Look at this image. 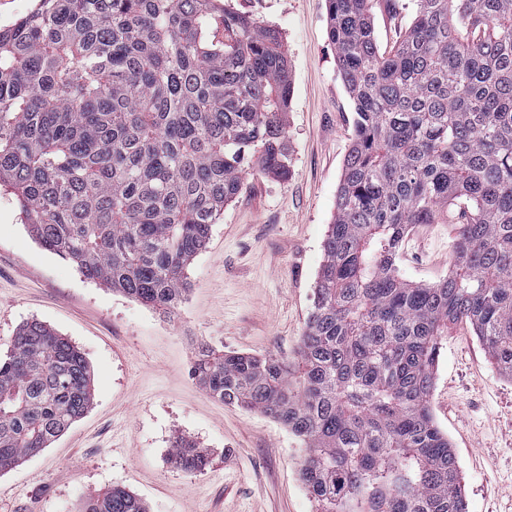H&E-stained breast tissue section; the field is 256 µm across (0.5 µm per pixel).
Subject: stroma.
Wrapping results in <instances>:
<instances>
[{"label":"stroma","mask_w":512,"mask_h":512,"mask_svg":"<svg viewBox=\"0 0 512 512\" xmlns=\"http://www.w3.org/2000/svg\"><path fill=\"white\" fill-rule=\"evenodd\" d=\"M372 0L381 48L410 23L414 0ZM276 28L292 74L282 178L242 175L190 287L165 314L87 280L30 234L9 187H0V352L38 320L67 337L94 378L91 409L57 441L0 475V512H77L90 492L121 486L147 512H315L299 479L305 451L287 428L224 405L191 375L201 345L295 356L314 306L323 240L353 135V104L326 34V0H228ZM456 230L415 224L399 251L406 280L447 277ZM430 405L458 457L468 512H512V378L502 375L469 328L449 329ZM196 440L210 466L188 474L167 460L174 436Z\"/></svg>","instance_id":"35a3bbf8"}]
</instances>
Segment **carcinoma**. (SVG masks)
Instances as JSON below:
<instances>
[{"label": "carcinoma", "mask_w": 512, "mask_h": 512, "mask_svg": "<svg viewBox=\"0 0 512 512\" xmlns=\"http://www.w3.org/2000/svg\"><path fill=\"white\" fill-rule=\"evenodd\" d=\"M0 33V184L31 235L87 279L165 313L242 189L288 177L292 77L279 31L221 0H41ZM372 0H326L351 147L297 355L209 347L192 375L288 428L316 512H467L430 396L442 337L472 327L512 375V0H416L380 51ZM456 226L448 278L405 280L413 224ZM85 356L28 321L0 355V474L92 407ZM169 462L210 453L179 436ZM79 512H146L120 487Z\"/></svg>", "instance_id": "obj_1"}]
</instances>
